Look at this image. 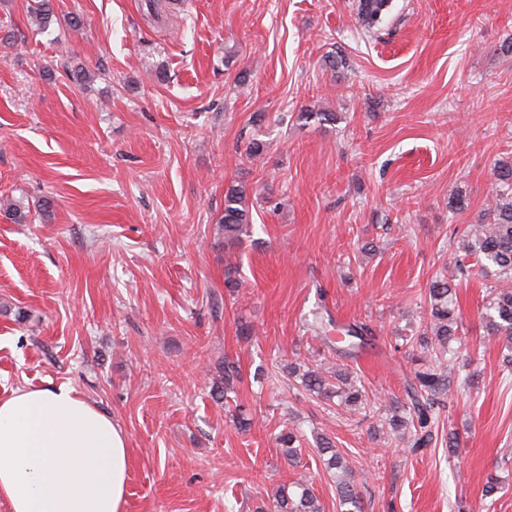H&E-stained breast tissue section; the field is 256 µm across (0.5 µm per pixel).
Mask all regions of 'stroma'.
I'll return each mask as SVG.
<instances>
[{"instance_id":"1","label":"stroma","mask_w":512,"mask_h":512,"mask_svg":"<svg viewBox=\"0 0 512 512\" xmlns=\"http://www.w3.org/2000/svg\"><path fill=\"white\" fill-rule=\"evenodd\" d=\"M29 3L0 0V201L29 213L0 209V398L65 384L110 415L125 512H270L302 475L341 512L322 434L365 474L363 512H512V372L480 319L497 278L454 251L512 158V0H391L372 34L356 0H50L43 29ZM237 183L250 224L232 245ZM439 275L458 284L462 345L412 454L379 406L430 362L399 342ZM321 310L373 329L348 368L374 411L289 381L288 363L337 362L306 327ZM226 360L242 380L219 400ZM246 189L242 185L232 184L224 193V217L220 227L224 238L231 244L240 240V232L244 224H249V209Z\"/></svg>"}]
</instances>
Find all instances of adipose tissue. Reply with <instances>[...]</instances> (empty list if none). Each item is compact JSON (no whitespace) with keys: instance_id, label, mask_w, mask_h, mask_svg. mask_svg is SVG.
Masks as SVG:
<instances>
[{"instance_id":"1","label":"adipose tissue","mask_w":512,"mask_h":512,"mask_svg":"<svg viewBox=\"0 0 512 512\" xmlns=\"http://www.w3.org/2000/svg\"><path fill=\"white\" fill-rule=\"evenodd\" d=\"M128 440L72 388L0 400V498L10 512H123Z\"/></svg>"}]
</instances>
